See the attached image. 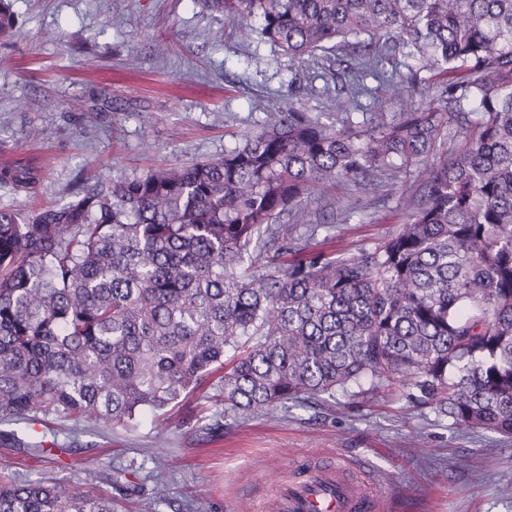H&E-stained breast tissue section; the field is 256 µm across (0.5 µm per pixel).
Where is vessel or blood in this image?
Returning <instances> with one entry per match:
<instances>
[{"label":"vessel or blood","mask_w":512,"mask_h":512,"mask_svg":"<svg viewBox=\"0 0 512 512\" xmlns=\"http://www.w3.org/2000/svg\"><path fill=\"white\" fill-rule=\"evenodd\" d=\"M269 512H384L382 475L359 480L345 463L323 460L287 469Z\"/></svg>","instance_id":"obj_1"}]
</instances>
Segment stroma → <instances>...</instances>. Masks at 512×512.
<instances>
[{
	"mask_svg": "<svg viewBox=\"0 0 512 512\" xmlns=\"http://www.w3.org/2000/svg\"><path fill=\"white\" fill-rule=\"evenodd\" d=\"M16 25L0 45V164H42L34 192L0 189V207L29 212L74 200L159 166L223 155L233 133L287 111L289 85L308 112L336 122V91L320 68L270 43L241 41L201 0H8ZM426 167L375 196L340 186L312 193L311 244L352 254L404 220ZM61 450L23 459L0 446V475L85 482L104 462L136 472L125 512H262L274 481L306 456L357 460L387 477V512H512V440L456 428L404 388L337 392L331 405L228 414L221 440L178 412L117 428L55 424ZM162 472L166 500L150 497Z\"/></svg>",
	"mask_w": 512,
	"mask_h": 512,
	"instance_id": "35a3bbf8",
	"label": "stroma"
}]
</instances>
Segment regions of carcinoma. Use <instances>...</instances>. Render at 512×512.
<instances>
[{
	"label": "carcinoma",
	"instance_id": "carcinoma-1",
	"mask_svg": "<svg viewBox=\"0 0 512 512\" xmlns=\"http://www.w3.org/2000/svg\"><path fill=\"white\" fill-rule=\"evenodd\" d=\"M244 41L333 59L336 129L302 107L220 157L159 167L24 216L0 208L3 445L49 454L53 420L125 426L210 388L224 411H276L400 385L464 430L512 439V0H204ZM412 48L407 73L388 70ZM433 74L432 79L421 76ZM399 112L365 130L351 109ZM461 140L448 148V126ZM431 164L406 220L358 256L281 233L317 189L370 195ZM40 169L0 165V189ZM128 471L85 487L0 481V512H122Z\"/></svg>",
	"mask_w": 512,
	"mask_h": 512
}]
</instances>
